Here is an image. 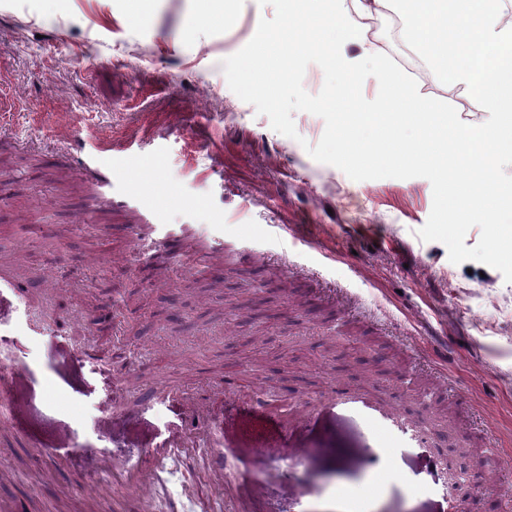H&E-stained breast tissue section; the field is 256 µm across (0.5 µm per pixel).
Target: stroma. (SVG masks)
<instances>
[{"instance_id": "obj_1", "label": "stroma", "mask_w": 512, "mask_h": 512, "mask_svg": "<svg viewBox=\"0 0 512 512\" xmlns=\"http://www.w3.org/2000/svg\"><path fill=\"white\" fill-rule=\"evenodd\" d=\"M213 6L0 0V123L20 158L0 166V267L26 282L0 297V372L14 376L0 500L28 512H512V283L418 237L429 180H352L306 150L322 118L294 112L292 139L239 99L223 61L274 9ZM370 32L379 56L364 74L412 48L392 16ZM405 77L458 123L489 121L427 58ZM66 152L108 175L109 198ZM245 289L249 312L235 307ZM342 389L407 436L328 408ZM212 441L220 480L201 456ZM169 446L158 499L81 495L108 483L105 458L146 468Z\"/></svg>"}]
</instances>
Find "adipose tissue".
Listing matches in <instances>:
<instances>
[{"instance_id":"adipose-tissue-1","label":"adipose tissue","mask_w":512,"mask_h":512,"mask_svg":"<svg viewBox=\"0 0 512 512\" xmlns=\"http://www.w3.org/2000/svg\"><path fill=\"white\" fill-rule=\"evenodd\" d=\"M285 0L287 20L270 31L254 48V57L272 76L288 81L297 50L320 56L340 70L343 84L338 92L350 103L339 113L338 129L349 159L362 158L365 143L352 132L373 126L388 133L413 127L415 143L405 146L400 160L410 166L428 162L435 177H451L458 170L453 201L462 214L482 210L484 219L497 223L500 213L512 212V191L498 192L499 167L512 157V24L504 23L500 0ZM391 12L405 24L407 40L429 59L434 70L452 84L475 92L490 122L472 126L454 121L418 96L398 71L378 67L374 81L379 106L364 111L358 95L359 65L372 54L370 31L365 21L372 15ZM336 28V41L321 37Z\"/></svg>"}]
</instances>
